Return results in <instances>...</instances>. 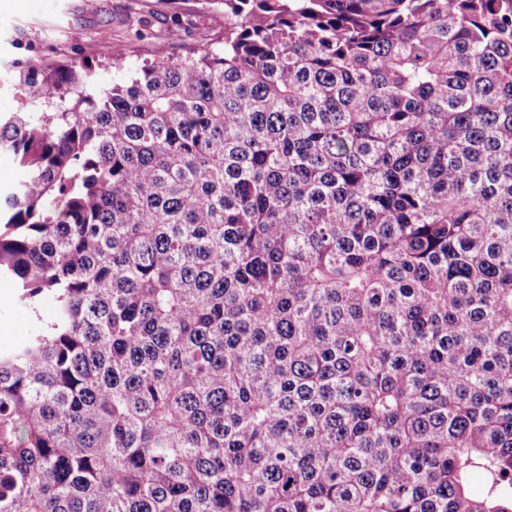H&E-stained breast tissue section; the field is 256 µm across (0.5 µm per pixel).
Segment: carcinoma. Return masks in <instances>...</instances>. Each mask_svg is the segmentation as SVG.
<instances>
[{"mask_svg":"<svg viewBox=\"0 0 512 512\" xmlns=\"http://www.w3.org/2000/svg\"><path fill=\"white\" fill-rule=\"evenodd\" d=\"M212 2L0 115V512H512V0ZM38 322L12 293L8 305H0V350L30 336Z\"/></svg>","mask_w":512,"mask_h":512,"instance_id":"cac0c4a2","label":"carcinoma"}]
</instances>
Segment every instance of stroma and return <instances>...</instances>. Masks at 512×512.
<instances>
[{
	"label": "stroma",
	"mask_w": 512,
	"mask_h": 512,
	"mask_svg": "<svg viewBox=\"0 0 512 512\" xmlns=\"http://www.w3.org/2000/svg\"><path fill=\"white\" fill-rule=\"evenodd\" d=\"M223 33V14L206 0H0V113L47 111L43 98L14 90L20 76L84 64L107 84L116 77L108 67L115 48L133 70L217 46ZM54 310L49 299L36 317L17 299L0 305V350L51 321Z\"/></svg>",
	"instance_id": "obj_1"
}]
</instances>
